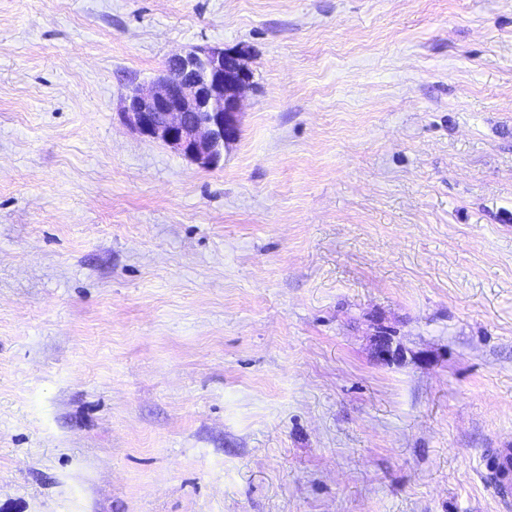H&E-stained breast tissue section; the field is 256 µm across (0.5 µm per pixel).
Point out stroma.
<instances>
[{
	"mask_svg": "<svg viewBox=\"0 0 512 512\" xmlns=\"http://www.w3.org/2000/svg\"><path fill=\"white\" fill-rule=\"evenodd\" d=\"M210 47L205 169L120 112ZM506 444L512 0H0V512H503ZM480 469L506 509L512 505V448H486L480 457Z\"/></svg>",
	"mask_w": 512,
	"mask_h": 512,
	"instance_id": "obj_1",
	"label": "stroma"
}]
</instances>
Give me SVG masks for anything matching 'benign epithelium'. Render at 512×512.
<instances>
[{"instance_id":"1","label":"benign epithelium","mask_w":512,"mask_h":512,"mask_svg":"<svg viewBox=\"0 0 512 512\" xmlns=\"http://www.w3.org/2000/svg\"><path fill=\"white\" fill-rule=\"evenodd\" d=\"M248 82L239 56L218 47L191 49L168 58L150 87L130 86L121 116L141 137L167 145L203 168H216L224 160V148L239 136L236 114ZM375 354L382 361L399 355L383 330Z\"/></svg>"}]
</instances>
